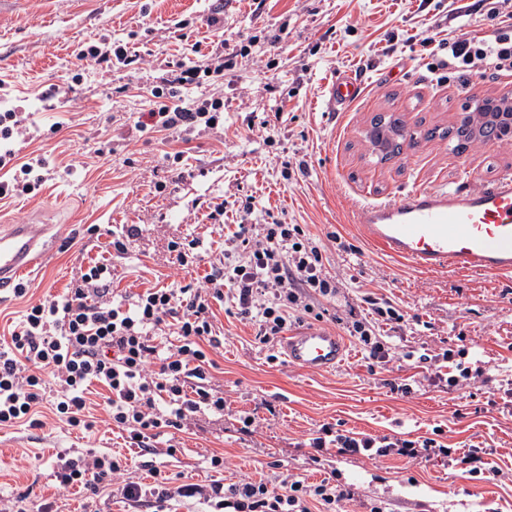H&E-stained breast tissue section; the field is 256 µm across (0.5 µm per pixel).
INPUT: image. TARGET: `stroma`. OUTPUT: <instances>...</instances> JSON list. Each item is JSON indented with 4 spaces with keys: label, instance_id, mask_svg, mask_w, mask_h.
Wrapping results in <instances>:
<instances>
[{
    "label": "stroma",
    "instance_id": "stroma-1",
    "mask_svg": "<svg viewBox=\"0 0 512 512\" xmlns=\"http://www.w3.org/2000/svg\"><path fill=\"white\" fill-rule=\"evenodd\" d=\"M475 0H13L0 12V111L24 113L26 130L11 140L16 163L44 161L46 181L30 195L0 198V225H56V249L24 286L0 299V336L30 303L51 301L104 255L110 241L111 297L130 300L154 286L180 288L205 274L224 241L208 214L225 202L247 224H300L322 246L339 289L316 303L322 327H345L391 299L404 314L385 328L392 359L379 363L347 342L342 364L307 372L288 364L282 346L255 338L254 324L214 305L224 328L211 350L223 413L196 415L165 430L157 448L175 445L164 472L173 484L204 487L242 478L330 479L349 491L338 512H512V273L426 272L377 251L354 224V210L412 188L477 186L512 172V141L467 151L421 134L454 125L486 95L512 94V75L462 81L435 69L420 42L432 24L492 33L483 12L462 15ZM224 13L223 29L208 19ZM185 21L183 31L175 23ZM119 43L130 66L82 62L87 46ZM232 55L223 79L201 77L182 90L186 107L224 102L214 127L197 125L183 139L139 131L153 86L197 53ZM361 76L363 93L338 112L326 98L335 76ZM402 118L414 147L378 161L364 139L371 117ZM98 233H90V225ZM201 243L190 269L168 263L171 243ZM451 351L454 362L481 368L471 384L433 385L419 355ZM409 392H399L401 384ZM96 424L73 428L49 405L39 426H0V498L56 512H154L151 503L91 497L60 488L62 465L92 453L126 458L133 478H152L121 430L103 423L104 400L90 397ZM256 419L245 430L243 415ZM336 431L406 439L437 436L450 448H479L485 464L467 466L435 453L412 464L394 456L317 452L306 441L322 424ZM224 457L222 469L211 455Z\"/></svg>",
    "mask_w": 512,
    "mask_h": 512
}]
</instances>
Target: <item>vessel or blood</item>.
Listing matches in <instances>:
<instances>
[{"mask_svg":"<svg viewBox=\"0 0 512 512\" xmlns=\"http://www.w3.org/2000/svg\"><path fill=\"white\" fill-rule=\"evenodd\" d=\"M357 75H338L328 104L342 109L359 98ZM355 222L384 254L423 271L512 273V175L476 188L414 189L398 200L359 206ZM46 224H13L0 229V292L34 274L48 255ZM340 336L318 327L292 333L284 343L290 363L306 371L336 368L345 357Z\"/></svg>","mask_w":512,"mask_h":512,"instance_id":"1","label":"vessel or blood"}]
</instances>
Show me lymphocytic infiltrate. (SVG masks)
Masks as SVG:
<instances>
[{
	"mask_svg": "<svg viewBox=\"0 0 512 512\" xmlns=\"http://www.w3.org/2000/svg\"><path fill=\"white\" fill-rule=\"evenodd\" d=\"M479 2L499 26L487 36L441 41L447 66L462 77L511 74L512 11L501 12L498 0ZM200 72L199 65L183 63L178 74L154 86L151 107L137 122L140 130L177 134L201 120L214 125L217 118L206 108L192 110L176 101L180 87L193 84ZM226 230L224 247L198 287H152L132 303H115L108 297L112 264L104 257L90 262L77 285L59 298L29 304L10 341L0 342V426L32 421L47 400L69 426L92 427L87 396L96 386L107 392L109 421L140 448L197 413L223 412L224 396L211 383L215 362L207 354L220 345L213 303L231 298L237 316L257 325L259 343L271 345L292 323L314 316V297H334L337 288L319 246L301 225L230 224ZM309 445L415 459L429 456L438 443L337 434L325 424ZM121 472L120 458L99 454L66 464L59 480L94 495L113 485L132 504L151 497L163 505L201 492L196 484L170 485L156 467L150 485L121 480ZM347 497L326 478L315 484L285 480L278 486L216 483L209 493L214 512H336Z\"/></svg>",
	"mask_w": 512,
	"mask_h": 512,
	"instance_id": "obj_1",
	"label": "lymphocytic infiltrate"
}]
</instances>
